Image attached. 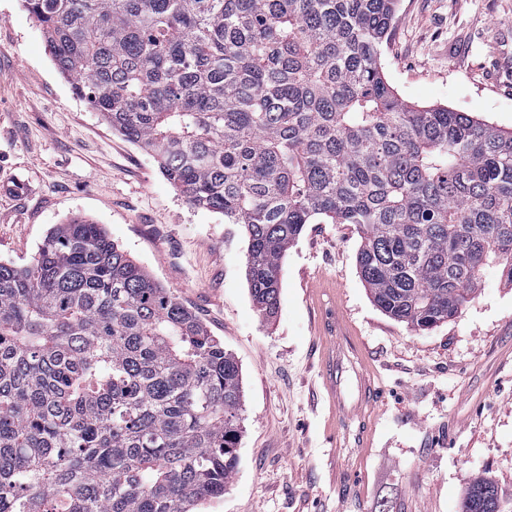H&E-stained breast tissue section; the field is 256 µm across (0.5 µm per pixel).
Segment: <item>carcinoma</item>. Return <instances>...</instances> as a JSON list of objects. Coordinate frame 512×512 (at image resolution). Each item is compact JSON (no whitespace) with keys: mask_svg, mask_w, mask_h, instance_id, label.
Returning a JSON list of instances; mask_svg holds the SVG:
<instances>
[{"mask_svg":"<svg viewBox=\"0 0 512 512\" xmlns=\"http://www.w3.org/2000/svg\"><path fill=\"white\" fill-rule=\"evenodd\" d=\"M22 2L90 108L240 226L264 320L318 220L356 226L372 300L414 330L487 269L512 281V131L394 91L398 0ZM242 398L235 357L101 225L0 263V512H193L235 474ZM497 502L477 477L461 512Z\"/></svg>","mask_w":512,"mask_h":512,"instance_id":"obj_1","label":"carcinoma"}]
</instances>
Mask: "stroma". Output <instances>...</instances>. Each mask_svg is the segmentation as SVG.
Listing matches in <instances>:
<instances>
[{
	"instance_id": "obj_1",
	"label": "stroma",
	"mask_w": 512,
	"mask_h": 512,
	"mask_svg": "<svg viewBox=\"0 0 512 512\" xmlns=\"http://www.w3.org/2000/svg\"><path fill=\"white\" fill-rule=\"evenodd\" d=\"M381 62L404 99L512 129V0H399ZM14 175L31 191L0 195V262L28 264L54 225L84 216L238 361V468L195 512H460L477 477L512 512V282L501 269L457 317L416 331L372 302L356 227L309 224L282 261L278 314L264 321L239 227L189 206L75 93L21 0H0V182ZM334 301L382 396L366 448L328 437L316 324Z\"/></svg>"
}]
</instances>
